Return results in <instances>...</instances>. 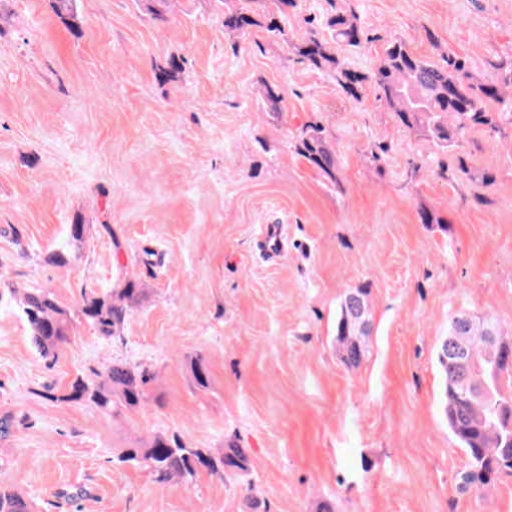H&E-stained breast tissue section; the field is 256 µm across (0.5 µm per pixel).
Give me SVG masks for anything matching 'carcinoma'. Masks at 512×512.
Listing matches in <instances>:
<instances>
[{
    "label": "carcinoma",
    "mask_w": 512,
    "mask_h": 512,
    "mask_svg": "<svg viewBox=\"0 0 512 512\" xmlns=\"http://www.w3.org/2000/svg\"><path fill=\"white\" fill-rule=\"evenodd\" d=\"M224 13V31L244 35L260 25L252 15L251 0ZM325 26L333 40L351 47L371 41L353 12L336 10ZM300 60L315 69L331 70L342 90L360 100L366 84L374 86L380 98L395 112L398 121L409 129L420 128L442 149L455 148L459 138L472 127L488 133L499 127L500 112L506 111L502 87L512 86V69L499 83L478 81L466 62L446 56L434 63L414 55L398 39L391 41L371 75L340 67L329 41L311 31L294 45ZM502 105L491 111L487 102ZM298 154L317 167L331 181H338L336 160L318 123L307 124L295 142ZM138 289L128 287L82 294L81 313L106 337H114L124 324L129 305ZM368 292L363 288L346 293L336 324V344L342 362L357 368L364 354L363 338L368 333ZM22 313L31 329V341L44 358H56L69 342L71 317L47 290L24 294ZM438 363L445 380V414L448 428L469 456L467 482L485 485L505 473L512 475V343L490 348L482 339L471 341L470 369L461 373L445 348L440 346ZM149 382L146 371L123 360H115L103 371L92 370L75 377L61 401L93 406L105 415L120 409L136 408L144 400ZM119 461L147 469L160 484L195 475L200 467L222 475L246 469L245 449L234 444L210 452L192 448L176 437L157 436L142 447L126 448ZM0 512H30V505L14 486L0 481Z\"/></svg>",
    "instance_id": "cac0c4a2"
}]
</instances>
